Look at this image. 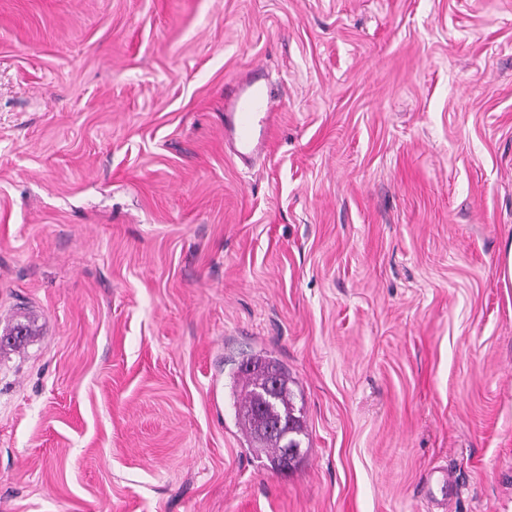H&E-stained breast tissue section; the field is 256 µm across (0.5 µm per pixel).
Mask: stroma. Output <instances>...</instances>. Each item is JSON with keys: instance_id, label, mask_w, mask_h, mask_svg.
<instances>
[{"instance_id": "stroma-1", "label": "stroma", "mask_w": 512, "mask_h": 512, "mask_svg": "<svg viewBox=\"0 0 512 512\" xmlns=\"http://www.w3.org/2000/svg\"><path fill=\"white\" fill-rule=\"evenodd\" d=\"M511 243L512 0H0V512H512ZM277 108L261 69L224 84V138L239 159L251 160L263 152ZM271 375L273 376L269 382L270 392L277 390L278 383L279 390L274 399L267 404L263 414L275 421L282 419L284 425L280 433L261 437L256 432V414L259 410L260 395ZM238 376L234 378L231 388L238 427L256 451L269 456L274 469L288 470L298 466L303 459L299 436L305 434V427L303 415L294 405V392L290 387L292 381L288 371L275 359L256 355L243 361ZM289 423L291 427H288ZM286 431L288 434L283 435ZM287 443L288 448H298L288 457L284 451Z\"/></svg>"}]
</instances>
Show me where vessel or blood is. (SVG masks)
I'll return each mask as SVG.
<instances>
[{
    "instance_id": "1",
    "label": "vessel or blood",
    "mask_w": 512,
    "mask_h": 512,
    "mask_svg": "<svg viewBox=\"0 0 512 512\" xmlns=\"http://www.w3.org/2000/svg\"><path fill=\"white\" fill-rule=\"evenodd\" d=\"M277 108V101L269 94L261 69L225 83L224 138L239 159L247 161L263 152Z\"/></svg>"
}]
</instances>
